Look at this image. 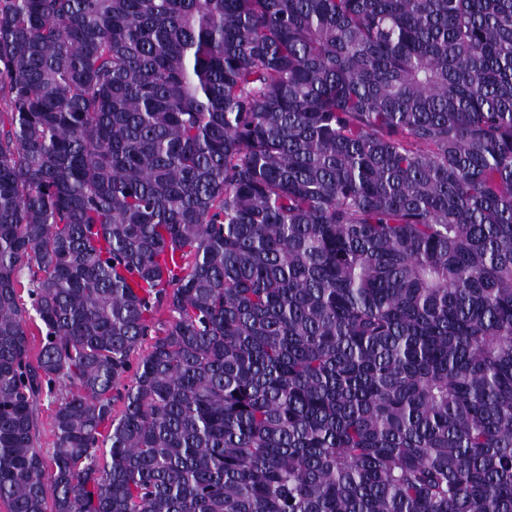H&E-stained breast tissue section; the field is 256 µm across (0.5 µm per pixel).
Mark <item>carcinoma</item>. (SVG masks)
Here are the masks:
<instances>
[{"label": "carcinoma", "mask_w": 512, "mask_h": 512, "mask_svg": "<svg viewBox=\"0 0 512 512\" xmlns=\"http://www.w3.org/2000/svg\"><path fill=\"white\" fill-rule=\"evenodd\" d=\"M0 92L7 512H512V0H0Z\"/></svg>", "instance_id": "carcinoma-1"}]
</instances>
